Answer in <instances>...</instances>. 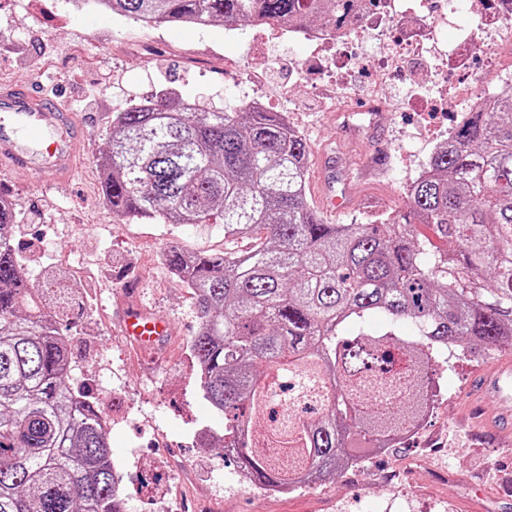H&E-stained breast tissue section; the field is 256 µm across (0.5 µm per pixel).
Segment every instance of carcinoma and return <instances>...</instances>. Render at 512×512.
I'll list each match as a JSON object with an SVG mask.
<instances>
[{"label":"carcinoma","mask_w":512,"mask_h":512,"mask_svg":"<svg viewBox=\"0 0 512 512\" xmlns=\"http://www.w3.org/2000/svg\"><path fill=\"white\" fill-rule=\"evenodd\" d=\"M106 2L148 26L344 27L362 0ZM307 156L279 112H195L165 97L117 113L99 159L112 212L222 224L224 238L253 243L172 247L162 260L196 300L190 348L224 450L267 490L322 479L355 448L394 447L427 415L448 345L472 359L512 348V93L462 113L383 224L322 223L306 202ZM15 223L0 195V512H123L97 404L68 383L81 306L63 287L44 310ZM374 317L383 328L365 331Z\"/></svg>","instance_id":"1"}]
</instances>
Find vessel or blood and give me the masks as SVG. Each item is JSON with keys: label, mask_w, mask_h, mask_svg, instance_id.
Wrapping results in <instances>:
<instances>
[{"label": "vessel or blood", "mask_w": 512, "mask_h": 512, "mask_svg": "<svg viewBox=\"0 0 512 512\" xmlns=\"http://www.w3.org/2000/svg\"><path fill=\"white\" fill-rule=\"evenodd\" d=\"M85 145L83 125L77 114L60 101L36 94L27 88L0 83V165L32 172L49 189L68 184L78 168ZM324 223H335L346 200L336 194L329 178L319 182ZM124 335L149 349L170 332L168 322L136 306L119 310ZM512 396V365H499L480 377L468 396L469 405L483 412L497 438L512 436V415L494 416L496 401Z\"/></svg>", "instance_id": "obj_1"}]
</instances>
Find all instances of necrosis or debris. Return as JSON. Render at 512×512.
Instances as JSON below:
<instances>
[{
	"label": "necrosis or debris",
	"mask_w": 512,
	"mask_h": 512,
	"mask_svg": "<svg viewBox=\"0 0 512 512\" xmlns=\"http://www.w3.org/2000/svg\"><path fill=\"white\" fill-rule=\"evenodd\" d=\"M465 5L479 15L484 25L480 30L462 29L454 41L447 43L445 60L457 68H465L467 56L481 45L512 56V0H421L418 7H403L402 0H378L375 6L359 11L353 26L343 29L328 24L316 29L291 30V38L321 51V70L332 71L336 65L333 51L370 33L381 46L374 61V80L382 85L402 57L426 56L436 51L442 38L437 22L447 19L458 5Z\"/></svg>",
	"instance_id": "4bbe7bcc"
}]
</instances>
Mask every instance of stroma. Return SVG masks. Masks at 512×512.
<instances>
[{
  "mask_svg": "<svg viewBox=\"0 0 512 512\" xmlns=\"http://www.w3.org/2000/svg\"><path fill=\"white\" fill-rule=\"evenodd\" d=\"M224 23L205 28L149 27L102 18L73 0H0V83L27 86L65 98L81 118L85 146L80 168L63 190L45 189L28 171L0 172L17 213L15 243L34 287L47 273L74 272L84 301L71 341L72 387L90 386L100 411L116 421L108 442L125 462L126 512H512V449L492 441L466 396L479 374L512 360V349L483 360L451 359L435 384L438 406L420 435L346 467L313 486L283 493L240 482L224 460V421L204 399L190 342L199 329L191 292L161 261L165 249L223 253L245 248L225 240L222 225L173 227L113 213L102 198L97 160L106 148L113 113L171 93L205 110L264 98L282 112L309 146L307 186L320 178L321 156L358 176L376 147L387 162L364 191L368 210L351 199L343 224H378L405 208L406 187L428 162L468 104L449 101L444 117L427 112L446 88L443 65L405 59L382 87L364 47L342 49L348 74L337 87L316 69L299 71L305 48L271 38L249 44L258 25L239 26V41L224 38ZM274 54L262 79L253 63ZM470 80L478 95L512 83V69L492 49L478 51ZM385 111L370 114L371 92ZM134 281L132 298L165 316L172 331L146 352L117 332L121 285Z\"/></svg>",
  "mask_w": 512,
  "mask_h": 512,
  "instance_id": "stroma-1",
  "label": "stroma"
}]
</instances>
